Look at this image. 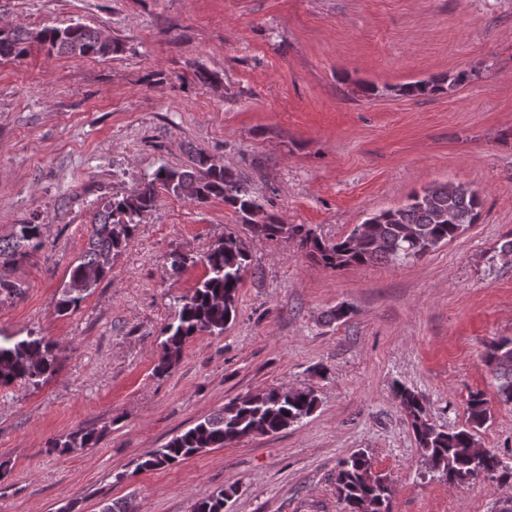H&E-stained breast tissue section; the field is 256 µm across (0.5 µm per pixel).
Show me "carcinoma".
<instances>
[{"instance_id": "cac0c4a2", "label": "carcinoma", "mask_w": 512, "mask_h": 512, "mask_svg": "<svg viewBox=\"0 0 512 512\" xmlns=\"http://www.w3.org/2000/svg\"><path fill=\"white\" fill-rule=\"evenodd\" d=\"M50 53L80 58H105L119 51L118 43L96 29L76 23L64 28L36 32L11 29L0 32V58L25 55L32 45ZM466 70L417 80L400 87V94L429 96L462 84ZM197 205L214 198L238 215L250 232L265 238L287 236L298 240L306 257L331 269L378 262L419 260L444 245L467 226L477 222L482 198L463 184L445 183L415 193L401 206L381 210L365 223L371 231L363 236L351 232L335 243H326L303 225L285 224L245 183L219 159L202 153L190 155L179 168L161 167L152 180L129 192L114 194L92 214L88 245L60 289L56 311H76L98 284L112 273L114 258L134 238L137 225L156 203V186ZM44 246L42 225L16 224L12 234L0 238V301L22 294L8 271L30 253ZM248 252L241 238L228 233L210 246L202 257L206 274L194 292L181 299L172 322L163 329L161 356L155 374L175 367L185 343L203 334L220 335L235 311L238 289L248 265ZM482 362L495 382L499 401L512 404V338L485 344ZM59 365L55 344L32 334L18 339L0 335V386L24 382L38 385L53 375ZM393 395L409 421L425 465L450 484L481 476L499 483L512 482V466L491 451L477 457L474 430L489 419L491 410L482 393L471 395L466 424L444 431L429 422L423 399L397 383ZM317 406L312 390L271 387L239 396L218 412L198 421L161 448L149 451L138 463L140 470L160 469L183 462L211 448H223L254 435H273L309 416ZM99 436L93 430H77L50 445L51 451L72 453L91 448ZM336 493L343 512H390L391 487L386 477L372 468L369 455L355 451L336 466ZM236 494L234 486L223 488L194 504L193 512H225Z\"/></svg>"}]
</instances>
